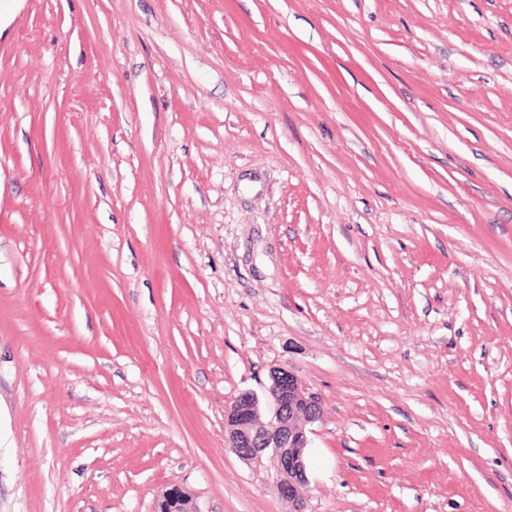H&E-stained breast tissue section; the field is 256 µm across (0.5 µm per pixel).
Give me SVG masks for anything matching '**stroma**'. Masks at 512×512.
Returning a JSON list of instances; mask_svg holds the SVG:
<instances>
[{
    "label": "stroma",
    "instance_id": "35a3bbf8",
    "mask_svg": "<svg viewBox=\"0 0 512 512\" xmlns=\"http://www.w3.org/2000/svg\"><path fill=\"white\" fill-rule=\"evenodd\" d=\"M512 512V0H0V512ZM267 402L273 414L262 419L263 402L253 392L236 396L225 412L224 433L227 445L243 460L269 454L276 478L278 496L303 512L309 479L305 449L309 445V426L322 418L318 399L290 371L277 368L270 374ZM162 502L167 506V512H197L192 507L190 494L182 487L173 486L162 494Z\"/></svg>",
    "mask_w": 512,
    "mask_h": 512
}]
</instances>
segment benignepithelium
<instances>
[{
	"label": "benign epithelium",
	"instance_id": "1",
	"mask_svg": "<svg viewBox=\"0 0 512 512\" xmlns=\"http://www.w3.org/2000/svg\"><path fill=\"white\" fill-rule=\"evenodd\" d=\"M267 402L273 414L262 419L263 402L253 392L236 396L225 412L224 433L227 445L243 460L271 456L278 496L303 512L309 479L305 449L310 426L322 418L318 399L290 371L277 368L270 374ZM162 502L168 512H197L190 494L179 486L167 489Z\"/></svg>",
	"mask_w": 512,
	"mask_h": 512
}]
</instances>
